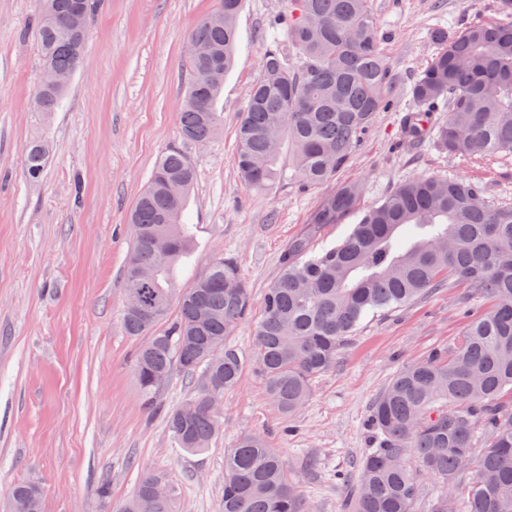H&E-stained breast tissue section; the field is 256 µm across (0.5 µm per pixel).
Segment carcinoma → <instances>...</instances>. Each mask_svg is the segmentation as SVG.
I'll list each match as a JSON object with an SVG mask.
<instances>
[{
	"instance_id": "1",
	"label": "carcinoma",
	"mask_w": 512,
	"mask_h": 512,
	"mask_svg": "<svg viewBox=\"0 0 512 512\" xmlns=\"http://www.w3.org/2000/svg\"><path fill=\"white\" fill-rule=\"evenodd\" d=\"M37 31L45 65L73 76L98 0H41ZM242 0H221L189 42L190 76L180 116L182 137L212 140L224 124L217 109L234 59ZM250 88L237 128L235 164L243 183L269 189L291 178L305 186L336 176L386 104L392 83L372 0H287ZM438 50L411 93L423 109L405 119V135H432L461 155L512 154V20L477 22L454 37L435 34ZM67 87L44 86L34 109L58 110ZM442 102L448 120L429 126L426 107ZM47 151L31 145L25 172L37 181ZM195 180L179 151L160 155L130 217L133 240L124 266L123 329L146 336L134 369L144 409L161 408L159 377L181 372L198 389L167 410L177 446L209 448L224 423L211 395L234 387L245 364L229 344L247 320L252 293L231 257L214 260L185 288L178 263L191 251L195 227L183 220ZM359 188L345 183L323 199L304 233L288 240L278 276L262 297L255 327L256 367L278 410L291 416L309 400L312 381L368 315L402 307L451 279L496 301L467 329L452 354L434 352L399 371L371 414L380 445L365 457L353 512H412L420 483L408 466L442 484L429 512H512V207L484 200L476 183L437 176L402 182L361 211L339 241L315 248L322 229L356 210ZM486 445L479 457V436ZM472 479H466L470 469ZM164 484L169 494L158 497ZM175 487L148 470L121 512H174ZM37 486L20 483L0 512H41ZM224 512H311L280 456L260 434L242 436L224 453Z\"/></svg>"
}]
</instances>
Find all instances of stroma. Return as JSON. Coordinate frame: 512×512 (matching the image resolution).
Instances as JSON below:
<instances>
[{
	"instance_id": "1",
	"label": "stroma",
	"mask_w": 512,
	"mask_h": 512,
	"mask_svg": "<svg viewBox=\"0 0 512 512\" xmlns=\"http://www.w3.org/2000/svg\"><path fill=\"white\" fill-rule=\"evenodd\" d=\"M219 5L100 0L80 66L47 118L32 105L43 71L40 0H0V497L28 482L41 490L42 512H115L148 468L175 486V512H223L224 453L241 435L258 433L315 512H348L351 483L376 445L377 399L403 367L452 351L495 305L456 281L367 317L335 367L314 380L308 404L290 417L278 411L252 362L260 301L289 239L327 194L357 183L365 209L407 178L436 175L480 183L487 201L512 206V156L454 155L430 138L411 145L403 133L405 115L416 109L411 86L436 49L435 30L453 36L471 22L498 21L500 0H374L391 67L390 107L377 112L332 180L305 187L289 178L271 190L239 178L237 125L286 0H242L235 64L220 98L223 129L205 145L180 135L189 35ZM35 142L47 146L48 160L33 182L24 157ZM169 149L185 153L196 172L186 208L195 246L178 267L179 283L232 256L254 299L230 339L247 363L224 393V429L199 454L177 448L165 416L195 382L174 374L161 410L145 412L133 367L144 340L122 328L127 215Z\"/></svg>"
}]
</instances>
